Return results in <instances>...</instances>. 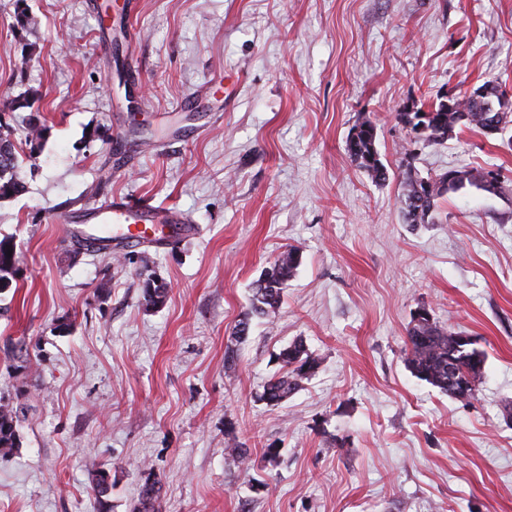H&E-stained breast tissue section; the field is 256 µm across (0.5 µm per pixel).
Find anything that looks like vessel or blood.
Returning <instances> with one entry per match:
<instances>
[{
  "label": "vessel or blood",
  "instance_id": "obj_1",
  "mask_svg": "<svg viewBox=\"0 0 512 512\" xmlns=\"http://www.w3.org/2000/svg\"><path fill=\"white\" fill-rule=\"evenodd\" d=\"M194 231V225L174 208L120 198L86 206L63 226L64 236L70 239L108 237L113 245L130 248L159 247Z\"/></svg>",
  "mask_w": 512,
  "mask_h": 512
}]
</instances>
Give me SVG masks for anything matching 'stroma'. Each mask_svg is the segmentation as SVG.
Returning <instances> with one entry per match:
<instances>
[{
	"label": "stroma",
	"mask_w": 512,
	"mask_h": 512,
	"mask_svg": "<svg viewBox=\"0 0 512 512\" xmlns=\"http://www.w3.org/2000/svg\"><path fill=\"white\" fill-rule=\"evenodd\" d=\"M27 5L19 31L0 0V97L37 90L48 132L26 193L0 203L21 268L0 294V397L23 408L0 512H128L150 474L160 512H512V126L418 149L420 176L483 167L501 186L447 193L412 226L396 118L492 77L512 92V0ZM367 117L383 183L346 151ZM115 195L174 206L197 231L75 251L61 219ZM291 246L281 307L225 368L252 283ZM149 278L167 289L155 308ZM421 307L486 351L475 398L407 369ZM298 339L318 372L259 401ZM232 439L256 461L280 448L261 489ZM92 462L112 471L103 501Z\"/></svg>",
	"instance_id": "obj_1"
}]
</instances>
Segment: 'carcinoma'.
Returning <instances> with one entry per match:
<instances>
[{
	"instance_id": "obj_1",
	"label": "carcinoma",
	"mask_w": 512,
	"mask_h": 512,
	"mask_svg": "<svg viewBox=\"0 0 512 512\" xmlns=\"http://www.w3.org/2000/svg\"><path fill=\"white\" fill-rule=\"evenodd\" d=\"M485 93L478 99L468 94L455 96L450 103L438 97L420 105L405 107L397 113V118L407 130L408 139L403 145L404 154L413 156L414 147L419 144H442L457 128L484 130L486 124L495 120L507 127L512 124V106L505 101L507 93L497 80H486L482 84ZM36 98L31 92L23 99H12L0 108V201H6L22 195L27 190L22 175L20 153L12 134L7 131L10 124L6 115L16 108H22L28 101ZM356 135L349 136L346 151L351 161L374 182L380 183L388 179L386 166L380 158L376 147L377 127L364 120L354 127ZM47 133V127L37 117L29 119L25 133V143L30 150L41 147ZM456 180L451 185L443 182L444 175L423 178L406 165L401 175L400 206L401 213L407 224H425L437 207L438 199L444 194L458 191L466 186L485 191L495 190L500 181H491L489 176H499L494 169L473 168L455 171ZM14 248L8 238L0 239V292L12 287L14 277L9 270L18 268V255H7ZM301 263L299 250L289 248L269 263L263 270L265 285L251 286L247 308L241 313L232 329V339L240 343L250 333L255 319L267 317L274 313L283 301L284 289L288 280L294 276ZM167 291L147 279L143 301L147 307L162 304ZM458 332L442 327L434 321L431 314L419 320H412L407 330L405 364L418 379L448 393V359L454 353L455 336ZM472 353L478 357L477 364L467 363V383L469 397L473 398L484 377L486 354L474 347ZM283 372L268 380L262 387L259 400L270 406H276L293 394L302 383L314 375L320 367L318 359L307 352L303 342L294 341L283 348L278 354ZM18 410L4 398H0V455L4 456L16 450V428ZM89 474L93 489L99 497L106 496L112 489L111 470L102 466L91 465ZM151 483L153 496L146 498L138 495L131 504L130 512H159L160 482L146 478Z\"/></svg>"
}]
</instances>
